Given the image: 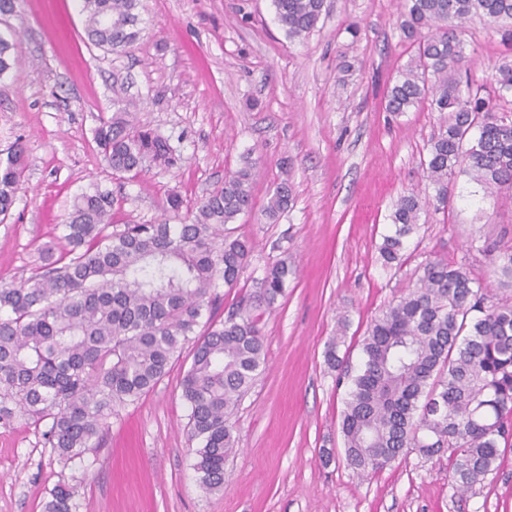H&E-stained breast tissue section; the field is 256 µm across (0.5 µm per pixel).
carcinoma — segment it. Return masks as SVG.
<instances>
[{
	"label": "carcinoma",
	"mask_w": 512,
	"mask_h": 512,
	"mask_svg": "<svg viewBox=\"0 0 512 512\" xmlns=\"http://www.w3.org/2000/svg\"><path fill=\"white\" fill-rule=\"evenodd\" d=\"M95 46L123 53L139 37L141 0H80ZM278 25L302 40L317 28L324 0H273ZM479 16L512 32V0H402L396 25L416 48L387 90L386 110L406 112L427 100L441 125L429 141L427 178L448 202L456 172L512 203V117L480 89L462 84L459 36ZM428 35H421L422 30ZM0 38V77L15 63ZM498 93L512 95V64L498 70ZM94 142L113 172L140 174L177 162L160 134L141 127L124 105L100 121ZM26 168L16 145L0 158V215L8 217ZM253 167L225 176L179 224H112V191L98 184L76 195L60 225V255L41 250V264L18 283H0V423L49 422L45 443L71 462L98 447L112 409L152 389L185 346L191 364L181 378L188 437L199 439L194 470L210 491L224 486L234 453L230 423L265 364L261 321L285 293L291 270L278 260L260 286L226 316L221 287H235L253 251L226 226L252 209ZM288 178L264 208L273 223L291 202ZM424 203L399 198L379 254L404 262L405 240ZM494 265L512 287V242L494 246ZM461 266L442 259L423 266L418 285L367 328L348 384L340 429L346 464L376 473L416 448L448 453L466 491L498 467L512 447V297L489 299ZM73 493L50 491L43 512H72Z\"/></svg>",
	"instance_id": "obj_1"
}]
</instances>
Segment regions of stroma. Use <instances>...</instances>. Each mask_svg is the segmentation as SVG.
<instances>
[{
	"label": "stroma",
	"mask_w": 512,
	"mask_h": 512,
	"mask_svg": "<svg viewBox=\"0 0 512 512\" xmlns=\"http://www.w3.org/2000/svg\"><path fill=\"white\" fill-rule=\"evenodd\" d=\"M397 0H326L316 31L289 39L272 0H142L145 26L124 54L91 44L76 0H18L0 15V37L19 60L0 78V154L22 145L27 171L0 224V282L31 275L55 244L74 196L112 191V221L174 220L169 196L193 204L230 172L252 164L254 209L233 224L254 249L222 311L254 291L271 263L287 260L286 295L265 315L266 368L232 417L236 453L224 487L205 490L193 468L180 380L189 353L153 390L116 407L98 448L60 463L43 427L0 426V512H42L59 483L73 512H512V451L472 489L457 488L447 455L411 450L377 474L347 466L340 432L346 386L324 352L346 317L338 350L358 367L368 324L416 286L433 259L465 267L505 296L491 260L512 240V204L457 173L439 205L424 176L439 112L421 102L385 109L386 91L413 54L395 26ZM463 81L497 93L512 37L483 18L462 34ZM168 137L170 168L113 175L93 131L118 106ZM293 199L273 223L262 210L281 178ZM426 205L401 267L378 252L397 200Z\"/></svg>",
	"instance_id": "stroma-1"
}]
</instances>
